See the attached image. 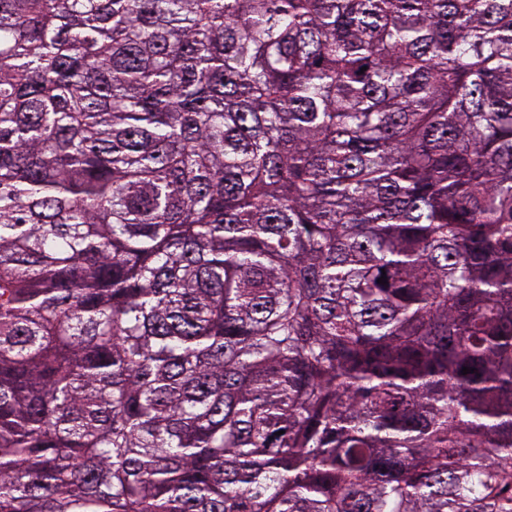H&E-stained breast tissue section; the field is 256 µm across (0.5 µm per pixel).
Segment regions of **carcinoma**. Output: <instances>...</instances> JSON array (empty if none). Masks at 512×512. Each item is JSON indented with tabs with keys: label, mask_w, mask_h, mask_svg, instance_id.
<instances>
[{
	"label": "carcinoma",
	"mask_w": 512,
	"mask_h": 512,
	"mask_svg": "<svg viewBox=\"0 0 512 512\" xmlns=\"http://www.w3.org/2000/svg\"><path fill=\"white\" fill-rule=\"evenodd\" d=\"M0 512H512V0H0Z\"/></svg>",
	"instance_id": "carcinoma-1"
}]
</instances>
